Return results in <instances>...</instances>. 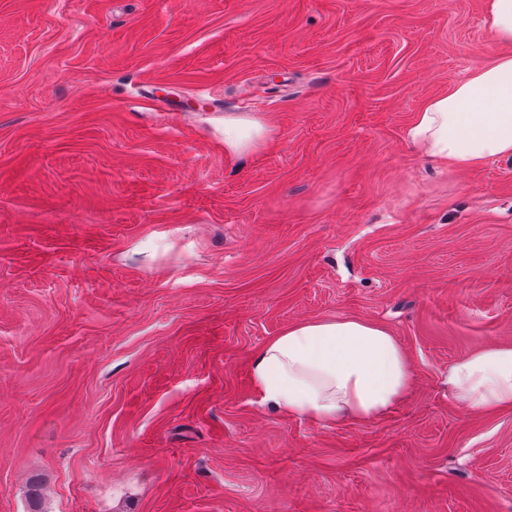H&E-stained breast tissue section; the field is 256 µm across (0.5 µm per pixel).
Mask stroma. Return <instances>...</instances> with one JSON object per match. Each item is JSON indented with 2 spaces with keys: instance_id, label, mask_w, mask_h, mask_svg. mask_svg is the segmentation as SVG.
I'll list each match as a JSON object with an SVG mask.
<instances>
[{
  "instance_id": "35a3bbf8",
  "label": "stroma",
  "mask_w": 512,
  "mask_h": 512,
  "mask_svg": "<svg viewBox=\"0 0 512 512\" xmlns=\"http://www.w3.org/2000/svg\"><path fill=\"white\" fill-rule=\"evenodd\" d=\"M482 2L0 0V512H512V410L447 385L512 346V159L406 136L512 53ZM231 112L269 140L228 154ZM322 318L386 326L408 396L261 403L255 351Z\"/></svg>"
}]
</instances>
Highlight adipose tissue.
Segmentation results:
<instances>
[{
	"mask_svg": "<svg viewBox=\"0 0 512 512\" xmlns=\"http://www.w3.org/2000/svg\"><path fill=\"white\" fill-rule=\"evenodd\" d=\"M270 127L253 117H224V147L245 154ZM407 136L418 154L465 170L512 159V54L472 67L426 99ZM254 391L262 403L321 423L378 418L407 392L411 364L383 325L325 318L288 326L254 354ZM448 393L471 411L512 408V346L487 345L452 363Z\"/></svg>",
	"mask_w": 512,
	"mask_h": 512,
	"instance_id": "obj_1",
	"label": "adipose tissue"
}]
</instances>
